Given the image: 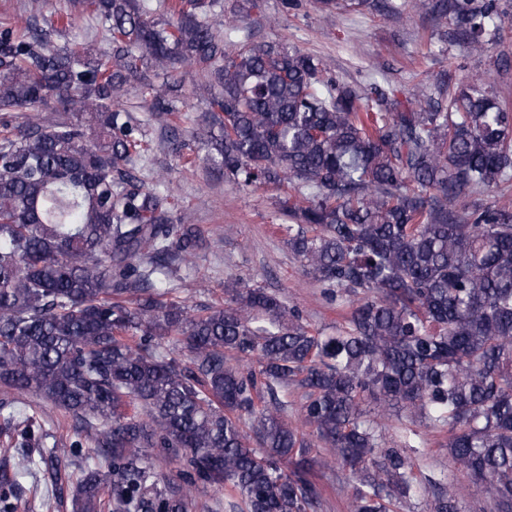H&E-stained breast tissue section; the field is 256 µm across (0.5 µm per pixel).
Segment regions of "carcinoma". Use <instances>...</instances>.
<instances>
[{"label": "carcinoma", "instance_id": "cac0c4a2", "mask_svg": "<svg viewBox=\"0 0 512 512\" xmlns=\"http://www.w3.org/2000/svg\"><path fill=\"white\" fill-rule=\"evenodd\" d=\"M481 56L499 0H408ZM218 0H74L58 18L0 24V388L33 392L112 456V479L62 471L75 512H212L160 487L163 448L224 487L237 512H313L319 470L351 485V512H399L421 485L422 432L479 485L482 512H512V205L463 197L512 187V105L491 83L416 84L400 100L245 26ZM103 46H54L59 22ZM236 42L234 49L227 44ZM207 79V161L242 188L273 185L280 229L327 302L334 336L265 288L224 281V304L172 298L173 265L199 247L174 195L135 174L150 144L124 104L140 78L175 112L174 72ZM55 99V111L38 112ZM34 112L14 125L9 113ZM302 390L300 425L280 389ZM372 409H367V406ZM320 449L317 457L311 449ZM33 461L0 471V512ZM430 512H465L456 492Z\"/></svg>", "mask_w": 512, "mask_h": 512}]
</instances>
